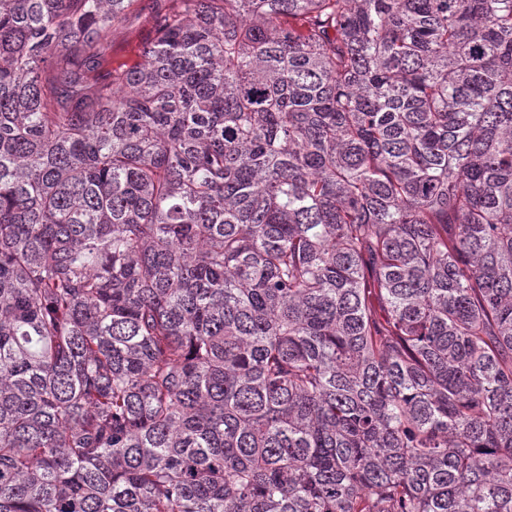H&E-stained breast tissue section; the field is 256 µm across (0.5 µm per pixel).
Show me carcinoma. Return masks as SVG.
Instances as JSON below:
<instances>
[{
  "instance_id": "carcinoma-1",
  "label": "carcinoma",
  "mask_w": 512,
  "mask_h": 512,
  "mask_svg": "<svg viewBox=\"0 0 512 512\" xmlns=\"http://www.w3.org/2000/svg\"><path fill=\"white\" fill-rule=\"evenodd\" d=\"M0 0V512H512V0ZM137 8L142 14L140 21L133 23H120L112 27V37L107 56L112 61V66L132 65L141 60L140 54L144 42L150 35V24L145 21L154 9L153 0H138Z\"/></svg>"
}]
</instances>
